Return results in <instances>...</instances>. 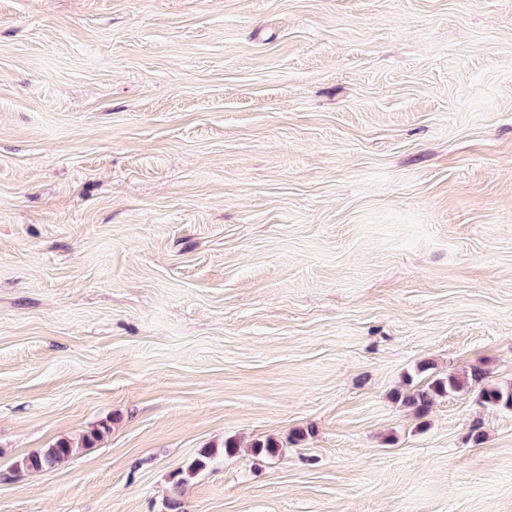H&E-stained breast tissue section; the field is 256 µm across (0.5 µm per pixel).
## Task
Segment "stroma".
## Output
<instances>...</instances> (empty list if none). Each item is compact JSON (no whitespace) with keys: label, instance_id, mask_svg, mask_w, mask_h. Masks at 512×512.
Here are the masks:
<instances>
[{"label":"stroma","instance_id":"stroma-1","mask_svg":"<svg viewBox=\"0 0 512 512\" xmlns=\"http://www.w3.org/2000/svg\"><path fill=\"white\" fill-rule=\"evenodd\" d=\"M475 366L512 0H0V512H512V410L401 400ZM77 448L78 446L71 441H58L50 448H44L18 459L14 464V470L18 473H25L54 468L68 460Z\"/></svg>","mask_w":512,"mask_h":512}]
</instances>
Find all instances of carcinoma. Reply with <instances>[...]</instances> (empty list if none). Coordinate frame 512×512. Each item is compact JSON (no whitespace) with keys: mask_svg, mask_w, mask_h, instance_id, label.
<instances>
[{"mask_svg":"<svg viewBox=\"0 0 512 512\" xmlns=\"http://www.w3.org/2000/svg\"><path fill=\"white\" fill-rule=\"evenodd\" d=\"M478 389V399L483 404L512 409V385H498L486 382V371L473 367L463 375L450 374L443 378H434L406 393L403 402L419 411H425L436 399L450 396L460 391ZM77 446L68 440L59 441L49 448L31 453L18 459L14 470L19 473L39 472L54 468L68 460L76 451ZM217 454L214 448H205L185 470L178 472L174 484L175 493L188 482V479L203 469L207 461Z\"/></svg>","mask_w":512,"mask_h":512,"instance_id":"1","label":"carcinoma"}]
</instances>
